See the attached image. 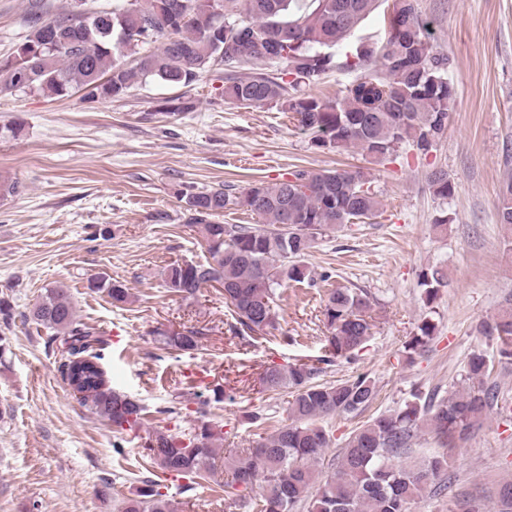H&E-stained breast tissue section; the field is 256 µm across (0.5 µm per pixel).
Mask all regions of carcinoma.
I'll list each match as a JSON object with an SVG mask.
<instances>
[{"label": "carcinoma", "mask_w": 512, "mask_h": 512, "mask_svg": "<svg viewBox=\"0 0 512 512\" xmlns=\"http://www.w3.org/2000/svg\"><path fill=\"white\" fill-rule=\"evenodd\" d=\"M223 22L232 28L219 37L209 19L217 0H126L112 10L70 12L53 19L33 12L28 34L8 61L0 60V95L16 91L63 97L84 89L92 98L114 99L139 79L153 78L190 86L204 72L223 71L224 102L267 105L291 113L298 127L322 150L351 148L381 162L409 145L431 151L448 128L453 88L449 58L430 41V24L416 0H222ZM387 6L389 29L375 47L358 43L354 61L339 64L330 49L363 20ZM181 16L168 25L170 8ZM160 42L154 50L144 46ZM262 61L275 69L238 74L243 66ZM360 68L363 74L335 98L324 100L307 91L333 67ZM433 192L446 198L453 186L444 173L430 177ZM187 224L199 228L206 244V262L171 263L165 286L185 299L197 296L209 280L224 281V300L243 333L276 328V290L291 282L315 285L332 275L318 273L305 262L316 240L356 221L377 216L382 203L362 170L298 169L274 183L258 181L239 194L213 188L184 194ZM242 207L261 223L221 224L216 216ZM499 223L512 226V180L498 196ZM422 302L433 309L443 274H423ZM88 288L113 304L130 300L129 288L97 276ZM372 296L365 290L335 288L323 308L328 355L315 361L272 365L263 372L265 390H289L288 422L261 437L244 456L224 461V494L232 504L243 502L254 512H411V505L430 492L448 491V454L413 459L412 442L427 429L444 448L452 447L474 423L493 412L498 395L486 386L489 363L482 353L470 355L461 374L467 386L440 400L416 390L391 413L369 418L352 431L339 461L323 478L316 475L330 436L323 426L336 414L358 415L375 400V384L366 374L334 383H318L322 365L352 359L371 336L368 312ZM29 318L60 344L63 378L79 372L78 401L112 426L113 451L121 455L123 433L141 426L148 414L140 400L112 387L102 370L103 339L96 328L78 320L65 287L45 289ZM436 326L424 319L405 345L407 357L424 347ZM479 332L493 336L499 355L512 360V311L505 310ZM205 329L185 327L164 333L166 349L198 348ZM233 388L216 384L210 393H193L196 413L233 399ZM221 432L200 421L174 431L158 427L148 433L146 456L163 473L188 480L216 481L215 457ZM167 485L139 477L119 512H174L164 492Z\"/></svg>", "instance_id": "carcinoma-1"}]
</instances>
